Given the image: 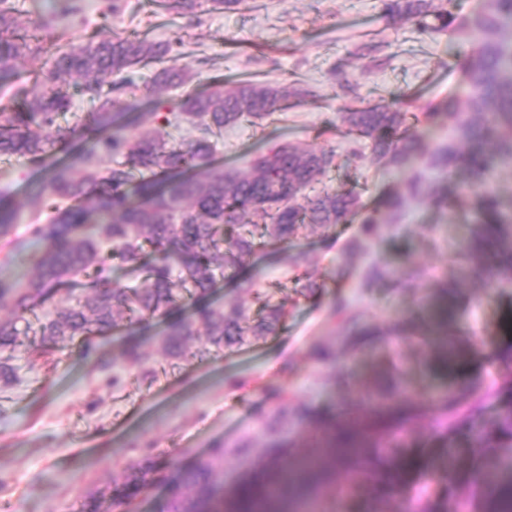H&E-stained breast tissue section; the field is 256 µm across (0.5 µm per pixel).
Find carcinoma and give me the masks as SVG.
I'll use <instances>...</instances> for the list:
<instances>
[{
    "label": "carcinoma",
    "instance_id": "obj_1",
    "mask_svg": "<svg viewBox=\"0 0 512 512\" xmlns=\"http://www.w3.org/2000/svg\"><path fill=\"white\" fill-rule=\"evenodd\" d=\"M213 11L231 10L243 0H153L159 11L192 14L202 4ZM385 9L401 15L420 33L439 34L453 27L474 35L478 45L459 66L465 89L427 111H410L404 94L381 103L342 105L339 120L357 145L371 150V162L381 168L409 169V175L385 201L384 221L398 223L417 202L456 207L477 198L480 227L463 250V257L483 260L490 254L512 256V213L500 207L491 186L497 172L512 170V0H485L481 13L457 20L448 0H384ZM17 0H0V76L16 72L26 58L43 59L38 89L13 105L0 107V156H19L37 162L64 153L47 176L33 186L35 205H45L46 217L36 211L31 236L36 248L25 256L30 275L23 280L0 272V380L15 377L11 364L20 337L33 335L42 346L57 347L77 337L104 335L120 326L166 316L183 300L192 305L187 318L174 317L160 338L161 355L188 360L242 345L248 337L276 334L286 318L284 304L262 300L251 316L241 305L211 301L214 288L242 261L268 245H284L309 231L327 230L363 215L366 239L378 236L379 225L360 195L345 183L326 184L337 169L336 152L289 144L257 156L246 169L226 168L215 161L224 129L249 119L262 120L282 109L287 95L267 81H244L231 90L214 82L200 95H190L185 111L138 112L139 131L121 133L123 114L112 112V92L132 88L126 75L138 66L158 65L159 85H183L193 78L188 66L168 65L180 38L155 42L147 36L114 33L68 43L46 54L38 37L20 21ZM113 81H107V78ZM75 89L98 101L86 117L84 131L93 147L74 145L54 128L61 113L70 111ZM424 122L420 133L414 124ZM190 124L196 135L178 141L169 128ZM459 166L485 178L484 185H459L447 180ZM20 207L0 193V237L14 227ZM154 260L143 267L144 284L128 286L90 275L108 260L135 264L146 248ZM500 288H512V264L488 270ZM84 276L90 295L59 306L30 320L35 301L44 299L67 280ZM393 271L371 264L361 287L390 279ZM204 341L195 351L187 342L196 328ZM126 362L152 379L142 345L130 341ZM463 352L450 340L435 362L442 375L461 364ZM370 395L387 400L405 395L401 378L384 375ZM439 417L433 433L458 441L463 448H492L491 464L475 468L463 463L444 473L436 461L423 477L413 499L401 502L403 512H512V400L496 405L491 425L473 423L481 404L468 399L465 386L442 387ZM349 437L337 441L327 431L319 439L296 446L294 463L277 459L257 461L243 479V492L224 495V453L198 461L179 474L180 490L162 512H297L308 488L341 471L366 480L379 500L403 486L413 430H395L372 417H354L343 425ZM135 477L128 495L135 496L159 477L149 458L132 466Z\"/></svg>",
    "mask_w": 512,
    "mask_h": 512
}]
</instances>
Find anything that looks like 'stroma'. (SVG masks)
I'll use <instances>...</instances> for the list:
<instances>
[{
	"instance_id": "1",
	"label": "stroma",
	"mask_w": 512,
	"mask_h": 512,
	"mask_svg": "<svg viewBox=\"0 0 512 512\" xmlns=\"http://www.w3.org/2000/svg\"><path fill=\"white\" fill-rule=\"evenodd\" d=\"M74 2L77 12L58 16L56 0H24L21 19L38 23L51 48L114 31L157 41L182 37L191 54L192 81L158 93L153 67L136 69L140 111H181L187 94L217 79L228 89L247 79L304 89V96L288 99L276 121L225 130L217 159L243 168L274 145L332 149L340 167L329 180L356 177L357 191L372 208L400 177L348 153L338 108L406 92L417 111H424L459 90L464 76L456 62L472 48L453 30L416 32L388 15L383 0H248L232 11L204 7L191 15L156 14L151 0ZM110 3L117 9L106 22L101 12ZM53 163L50 157L38 165L0 158V192L21 207L16 230L0 239V261L13 256V271L25 268L16 245L30 239L31 184ZM475 217L471 202L448 210L416 203L402 223L383 226L365 251L353 255L347 245L364 238L357 219L259 252L240 273L287 304L288 318L276 335L221 354L166 361L158 350L160 317L87 343L78 338L62 348L19 346L13 360L18 380L0 386V512H79L94 497L99 512H160L178 465L209 457L217 448L224 451V487L232 489L247 467L237 453L241 442L251 441V455L259 459L281 442L299 443L323 432L314 420L292 415L280 434L268 433L265 424L282 401L358 414L367 407V382L395 365L406 374L418 408L410 421L417 448L448 456L447 441L432 432L437 408L430 394L440 382L430 370L437 348L424 298L445 288L456 303L459 317L451 328L466 356L452 376L477 386L484 402L481 422L495 418L493 395L506 369L494 353L512 343L506 331L512 290L500 291L455 258L454 246L473 236ZM297 253L306 258L298 270L291 261ZM372 262L396 269L397 277L361 287L362 271ZM340 265L347 269L343 280L336 274ZM300 276L318 283L315 295L297 297ZM340 290L354 321L332 313ZM131 338L143 343L157 366L156 380H141L122 358ZM323 346L335 352L330 362L314 356ZM147 455L159 463L164 480L127 499L130 465ZM317 493L321 512H375L378 506L372 491L353 492L336 481Z\"/></svg>"
}]
</instances>
